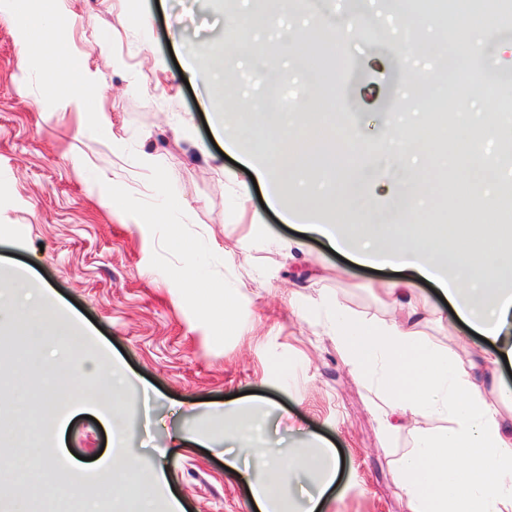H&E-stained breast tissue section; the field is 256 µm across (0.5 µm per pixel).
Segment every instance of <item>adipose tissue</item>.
Segmentation results:
<instances>
[{
    "label": "adipose tissue",
    "instance_id": "obj_1",
    "mask_svg": "<svg viewBox=\"0 0 512 512\" xmlns=\"http://www.w3.org/2000/svg\"><path fill=\"white\" fill-rule=\"evenodd\" d=\"M499 130L497 113H483L458 143V160L469 169L494 173L496 161L485 153V139ZM508 225H485L472 235L454 224L417 229L414 243L392 231L387 220L369 224L335 221L313 225L336 250L362 263L393 266L432 280L447 297L457 317L489 340V360L457 364L448 348H431L416 337V324L432 316L410 281L388 288L393 315L387 320H360L333 312L329 333L343 360L370 386L391 394L379 408L384 436H415L413 448L398 461V488L411 512H512V422L491 401L482 371L487 363H512V269L497 257L495 243ZM443 418L447 428L428 436L420 421ZM252 459L246 482L258 512H316L337 481L339 457L318 446L301 456L290 450H232L225 464L237 469Z\"/></svg>",
    "mask_w": 512,
    "mask_h": 512
}]
</instances>
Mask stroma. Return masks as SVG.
Here are the masks:
<instances>
[{"label": "stroma", "instance_id": "1", "mask_svg": "<svg viewBox=\"0 0 512 512\" xmlns=\"http://www.w3.org/2000/svg\"><path fill=\"white\" fill-rule=\"evenodd\" d=\"M60 7L69 26L57 37L42 0H0V277L29 267L31 287L47 289L62 308L81 339L69 364L86 390L79 412L49 428L20 402L53 393L59 364L30 362L34 343L7 356L16 379L0 383V403L31 431L23 446L12 436L0 441L9 512H34L24 489L39 481L44 459L76 454L82 466L58 471L45 512H84L85 500L66 489L99 488L97 455L115 436L125 443L121 455L164 468L184 512H254L246 482L224 464L223 399L246 391L302 427L288 438L292 450L308 448L311 433L336 449L341 470L324 512H410L396 463L414 437L384 440L382 396L345 365L322 307L335 298L360 319L389 318L382 298L397 273L355 264L321 236L282 222L261 206L245 154L224 157L223 137L207 131L220 113L235 128L243 112L266 137L286 112L297 132L324 133L280 178L320 188L314 223L336 212L364 224L392 206L390 189L403 177L384 143L402 127L416 134L424 123L460 121L414 96L425 74L448 99L465 96L467 111L501 112V131L485 147L501 186H512V0H494L500 22L485 31L482 50L457 55L445 72L422 50L452 35L430 0H404L393 13L378 0H298L288 13L272 0L267 15L253 0H237L230 14L204 0ZM246 22L283 74L272 107L253 58L236 61L229 87L217 69ZM315 44L324 48V99L338 103L335 112L308 100ZM71 59L83 79L78 102L47 80ZM356 147V165L337 162V152ZM114 184L124 201L118 211L99 200ZM206 288L234 290L232 325L212 316ZM415 288L447 315L444 324L417 325L421 343L454 347L464 363L489 349L431 283L419 278ZM115 361L129 380L122 418L107 422L93 389L109 383ZM205 433L212 441L196 443Z\"/></svg>", "mask_w": 512, "mask_h": 512}]
</instances>
